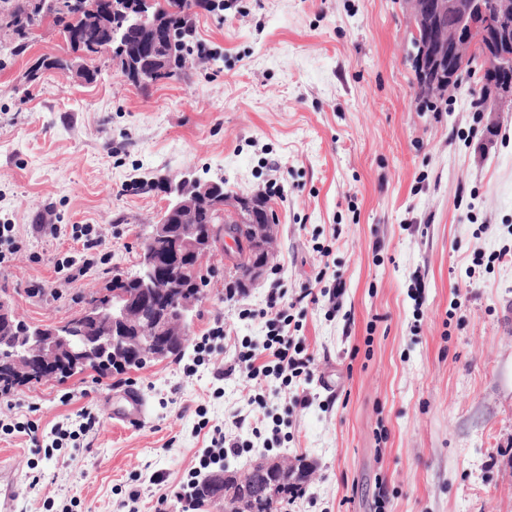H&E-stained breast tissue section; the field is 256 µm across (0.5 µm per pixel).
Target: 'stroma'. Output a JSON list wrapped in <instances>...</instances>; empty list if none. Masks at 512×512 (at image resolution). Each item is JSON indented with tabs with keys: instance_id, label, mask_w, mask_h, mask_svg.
Returning a JSON list of instances; mask_svg holds the SVG:
<instances>
[{
	"instance_id": "stroma-1",
	"label": "stroma",
	"mask_w": 512,
	"mask_h": 512,
	"mask_svg": "<svg viewBox=\"0 0 512 512\" xmlns=\"http://www.w3.org/2000/svg\"><path fill=\"white\" fill-rule=\"evenodd\" d=\"M216 2L194 18L182 76L145 89L106 53L87 62L96 81L45 70L27 82L71 49L48 20L14 56L0 26V224L18 241L0 297L28 325L64 323L113 274L137 272L166 182L220 177L267 196L279 217L260 285L227 301L235 279L216 259L192 334L218 317L226 338L194 375L188 347L118 387L88 372L0 396V419L36 426L0 434L14 512H128L133 490L138 512H183L174 493L208 444L203 416L244 442L232 469L268 455L312 465L287 512H512V259L488 260L512 249V110L475 107L476 72L425 104L404 0ZM75 224L98 225L110 261L63 284L55 263L81 251ZM337 278L335 301L296 304ZM276 286L314 359L305 405L295 386L227 372L261 347L257 312ZM130 386L147 419L115 424ZM86 409L98 425L48 447L51 427Z\"/></svg>"
}]
</instances>
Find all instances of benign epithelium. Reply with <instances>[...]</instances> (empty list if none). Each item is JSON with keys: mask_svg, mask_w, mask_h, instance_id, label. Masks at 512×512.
<instances>
[{"mask_svg": "<svg viewBox=\"0 0 512 512\" xmlns=\"http://www.w3.org/2000/svg\"><path fill=\"white\" fill-rule=\"evenodd\" d=\"M111 2L112 19L128 23L152 61H165V41L158 37V30L166 20L154 10L155 0ZM405 2L413 21L412 55L423 84L438 87L446 95L456 93L460 73L477 55L484 68L509 73L508 79L490 88L485 108L497 112L508 103L512 105V0H495L491 12L484 0ZM109 34L114 40L123 38L115 25L110 30L102 24L86 28L73 40L79 58L93 56ZM114 61L127 79L141 82L146 78L127 55L116 56ZM169 195L157 222L142 240L139 271L113 275L112 291L65 323L36 329L24 348L18 349L8 343L17 316L8 302L0 300V358L10 361L16 377L27 376L34 368L47 377L56 376L60 369L80 373L96 352L116 356L141 349L155 360H164L172 343L186 341L196 306L186 282L198 263L219 251L228 259L231 252L226 243L232 237L224 233V225L204 233L196 223L197 212L204 206L224 218L230 196L224 192V183L188 175L169 187ZM234 202L235 218L246 224L248 231L245 257L236 262L239 286L251 288L270 263L278 215L266 207L257 216L240 207L239 199ZM255 469L262 476L258 486L251 472L230 475L218 470L210 476L212 487L227 505L235 508L238 501L246 500L248 512H265L266 502L295 482L296 471L280 459L260 461Z\"/></svg>", "mask_w": 512, "mask_h": 512, "instance_id": "obj_1", "label": "benign epithelium"}]
</instances>
